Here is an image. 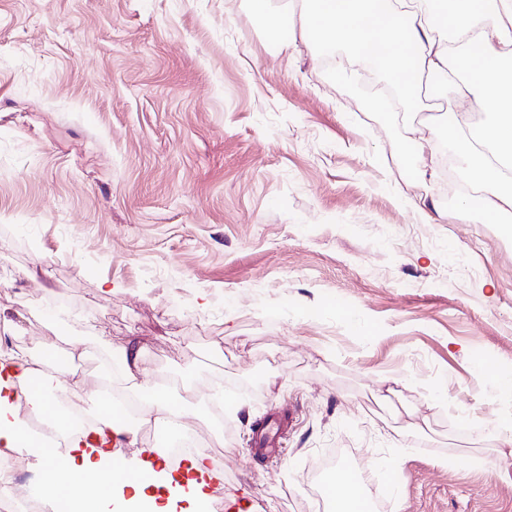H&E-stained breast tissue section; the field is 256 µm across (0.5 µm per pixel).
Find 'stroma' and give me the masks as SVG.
<instances>
[{
    "mask_svg": "<svg viewBox=\"0 0 512 512\" xmlns=\"http://www.w3.org/2000/svg\"><path fill=\"white\" fill-rule=\"evenodd\" d=\"M302 0H0V348H143L243 512H328L320 461L395 478L379 512H512V237L467 220L428 99L344 44L272 32ZM280 428L279 452L256 450Z\"/></svg>",
    "mask_w": 512,
    "mask_h": 512,
    "instance_id": "1",
    "label": "stroma"
}]
</instances>
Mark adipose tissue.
I'll return each instance as SVG.
<instances>
[{
	"label": "adipose tissue",
	"instance_id": "1",
	"mask_svg": "<svg viewBox=\"0 0 512 512\" xmlns=\"http://www.w3.org/2000/svg\"><path fill=\"white\" fill-rule=\"evenodd\" d=\"M424 17H417L414 0H308L299 17L301 29L322 41L354 45L377 62L390 66L394 82L408 107H417L420 90L414 77H427L432 98H447L457 76H465L483 97L490 119L467 126L463 116H448V134L456 143L460 168L467 181L483 194L476 209L486 221L512 217V0H423ZM444 30L462 38L456 53L437 41ZM127 397L139 401L145 420L183 421L194 411L187 400L166 399L158 387L141 381V350L129 344L122 357ZM33 359L20 351L0 350V446L34 454L39 460L38 486L46 512H55L59 498H69L74 512H112L115 495L129 494L131 502L148 503L153 512H170L185 502L189 512H201L211 456L199 449L188 458L192 477L186 484L165 473L145 478L124 476L126 462L115 461L113 440L126 434L123 420L104 419L67 452L66 470L50 469L45 445L31 444L22 420L12 414L9 390L14 382L35 376Z\"/></svg>",
	"mask_w": 512,
	"mask_h": 512
}]
</instances>
